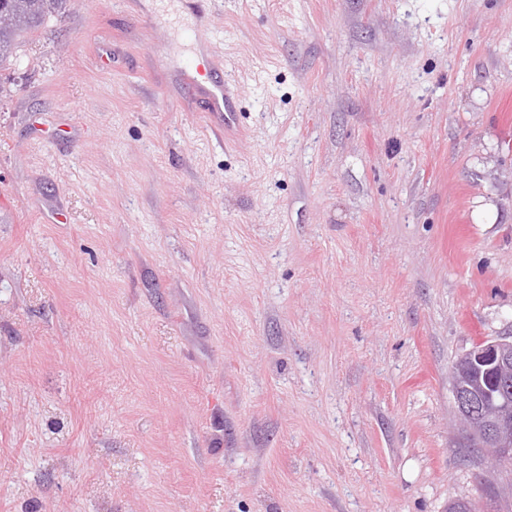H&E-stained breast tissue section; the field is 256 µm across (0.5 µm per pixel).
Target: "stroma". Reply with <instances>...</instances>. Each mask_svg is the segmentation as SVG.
<instances>
[{
  "mask_svg": "<svg viewBox=\"0 0 512 512\" xmlns=\"http://www.w3.org/2000/svg\"><path fill=\"white\" fill-rule=\"evenodd\" d=\"M168 2L0 67V512H512L450 374L512 332V0ZM190 86L206 99L208 112L211 114L221 112L224 107V127L227 130L239 127L237 112L233 108H229V102L235 95V91L229 84L224 83V79L209 81L208 85L204 87L193 76L190 78Z\"/></svg>",
  "mask_w": 512,
  "mask_h": 512,
  "instance_id": "obj_1",
  "label": "stroma"
}]
</instances>
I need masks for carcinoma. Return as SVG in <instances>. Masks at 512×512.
Masks as SVG:
<instances>
[{"mask_svg": "<svg viewBox=\"0 0 512 512\" xmlns=\"http://www.w3.org/2000/svg\"><path fill=\"white\" fill-rule=\"evenodd\" d=\"M65 0H0V66L13 55L21 37L38 30Z\"/></svg>", "mask_w": 512, "mask_h": 512, "instance_id": "1", "label": "carcinoma"}]
</instances>
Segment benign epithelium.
Here are the masks:
<instances>
[{"instance_id": "obj_1", "label": "benign epithelium", "mask_w": 512, "mask_h": 512, "mask_svg": "<svg viewBox=\"0 0 512 512\" xmlns=\"http://www.w3.org/2000/svg\"><path fill=\"white\" fill-rule=\"evenodd\" d=\"M512 333L484 340L452 369L461 448H486L498 464L512 462Z\"/></svg>"}]
</instances>
